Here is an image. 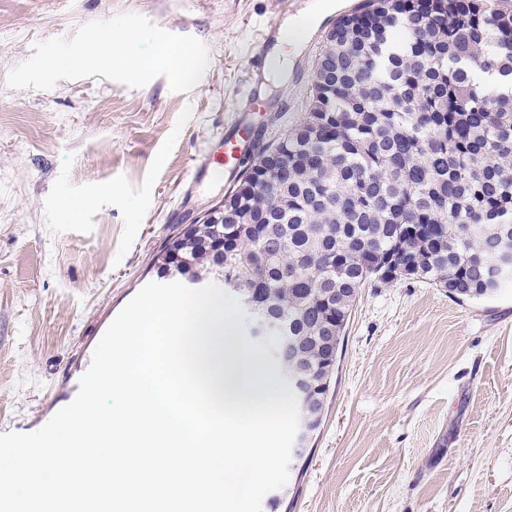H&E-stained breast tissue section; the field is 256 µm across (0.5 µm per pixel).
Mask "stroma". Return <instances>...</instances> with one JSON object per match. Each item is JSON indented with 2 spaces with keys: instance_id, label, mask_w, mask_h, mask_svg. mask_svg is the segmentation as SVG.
<instances>
[{
  "instance_id": "stroma-1",
  "label": "stroma",
  "mask_w": 512,
  "mask_h": 512,
  "mask_svg": "<svg viewBox=\"0 0 512 512\" xmlns=\"http://www.w3.org/2000/svg\"><path fill=\"white\" fill-rule=\"evenodd\" d=\"M308 0H0V433L69 404L123 306L156 281L168 236L221 200L199 164L241 123L281 137L301 119L329 25L252 93L259 28ZM135 13L191 35L209 65L188 93L159 76L13 90L33 43ZM82 204L76 217L62 209ZM284 512H512V284L457 302L401 280L362 288L323 423L290 473Z\"/></svg>"
}]
</instances>
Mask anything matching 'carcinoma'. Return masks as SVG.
Instances as JSON below:
<instances>
[{"instance_id":"1","label":"carcinoma","mask_w":512,"mask_h":512,"mask_svg":"<svg viewBox=\"0 0 512 512\" xmlns=\"http://www.w3.org/2000/svg\"><path fill=\"white\" fill-rule=\"evenodd\" d=\"M222 224H193L154 258L161 278L248 280L307 339L328 399L359 290L407 278L458 301L500 291L512 244V0H367L338 18L306 110L254 148ZM224 247L214 265L205 245Z\"/></svg>"}]
</instances>
